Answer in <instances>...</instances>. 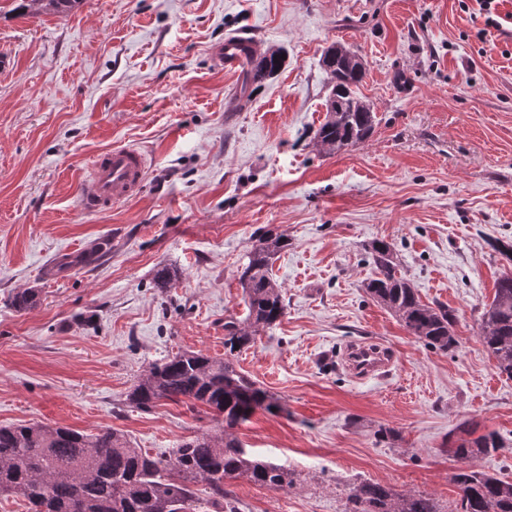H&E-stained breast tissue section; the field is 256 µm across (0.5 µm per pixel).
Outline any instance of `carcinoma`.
I'll use <instances>...</instances> for the list:
<instances>
[{
  "mask_svg": "<svg viewBox=\"0 0 512 512\" xmlns=\"http://www.w3.org/2000/svg\"><path fill=\"white\" fill-rule=\"evenodd\" d=\"M80 0H21L17 5L33 15L43 10L64 14ZM283 51L270 48L259 59L248 58L252 81L261 83L282 67ZM279 62H274V59ZM329 75L326 118L316 133L317 144L329 154L367 141L377 116L358 96L366 68L358 53L343 45L329 47L322 59ZM288 249V238L270 230L255 235L242 266L247 315L224 323V356L179 352L152 364L129 393V402L150 410L162 400L200 403L224 417V429L182 439L161 457L132 446L121 433L101 429L85 433L66 427L18 424L0 427V493L28 502V512H192L199 501L194 486L209 488L212 512H238L224 494V481L240 476L273 490L293 484L281 465L251 458L233 433L258 410L280 408L278 398L261 388L234 362L251 347L260 331L285 314L281 286L273 278L277 256ZM377 277L363 283L366 293L392 311L406 329L425 345L442 351L458 347L455 315L448 307L423 303L415 288L398 275L391 245L376 242L371 251ZM34 288L17 292L12 305L19 311L37 305ZM479 340L512 377V273L498 278L492 302L481 314ZM504 448L502 437L489 432L460 438L451 451L467 462L452 477L462 512H512V482L477 470L473 461ZM346 512H440L433 499L398 494L380 483L360 481L350 486Z\"/></svg>",
  "mask_w": 512,
  "mask_h": 512,
  "instance_id": "cac0c4a2",
  "label": "carcinoma"
}]
</instances>
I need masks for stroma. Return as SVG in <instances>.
I'll use <instances>...</instances> for the list:
<instances>
[{"label": "stroma", "mask_w": 512, "mask_h": 512, "mask_svg": "<svg viewBox=\"0 0 512 512\" xmlns=\"http://www.w3.org/2000/svg\"><path fill=\"white\" fill-rule=\"evenodd\" d=\"M0 0V425L111 428L157 457L218 431L204 406L151 411L128 395L152 363L224 354L247 315L239 269L257 229L288 238L273 264L286 314L238 356L281 404L234 430L290 470L271 490L224 488L239 512H345L377 482L456 512L448 449L461 425L506 452L477 469L512 480V377L479 341L480 315L512 271V34L460 0H80L31 16ZM496 47L484 51L480 30ZM235 31L286 62L260 84L216 67ZM358 52V93L378 123L333 155L317 145L324 51ZM137 146L150 165L134 199L93 213L77 197L93 159ZM427 304L456 316L455 351L425 346L363 284L376 241ZM176 270L172 287L157 269ZM35 288L36 307L12 296ZM350 341L390 350L381 380L338 365ZM393 429L384 438L382 430Z\"/></svg>", "instance_id": "obj_1"}]
</instances>
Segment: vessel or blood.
<instances>
[{
	"label": "vessel or blood",
	"instance_id": "1",
	"mask_svg": "<svg viewBox=\"0 0 512 512\" xmlns=\"http://www.w3.org/2000/svg\"><path fill=\"white\" fill-rule=\"evenodd\" d=\"M255 47V42L245 33H233L212 47L211 58L216 66L235 71L244 64L245 50ZM145 170L144 155L130 146L115 147L97 155L90 176L79 188L84 209L104 210L133 199L141 191ZM345 361L351 374L359 380L379 377L392 365L388 351L362 342L348 346Z\"/></svg>",
	"mask_w": 512,
	"mask_h": 512
}]
</instances>
